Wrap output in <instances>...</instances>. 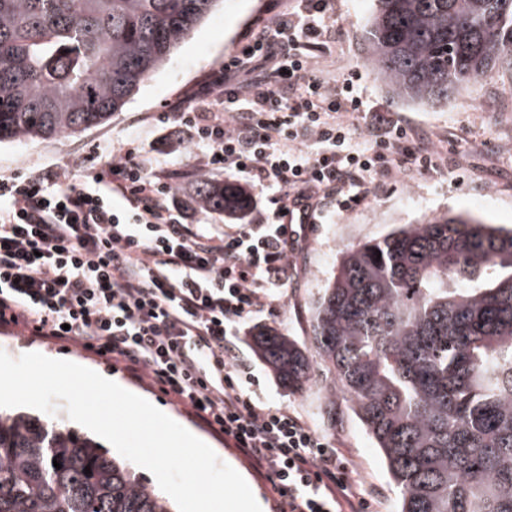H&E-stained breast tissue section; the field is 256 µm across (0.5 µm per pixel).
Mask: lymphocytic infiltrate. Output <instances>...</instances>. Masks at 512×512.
I'll list each match as a JSON object with an SVG mask.
<instances>
[{
    "label": "lymphocytic infiltrate",
    "instance_id": "lymphocytic-infiltrate-1",
    "mask_svg": "<svg viewBox=\"0 0 512 512\" xmlns=\"http://www.w3.org/2000/svg\"><path fill=\"white\" fill-rule=\"evenodd\" d=\"M327 5L294 0L256 25L163 115L203 171L246 173L270 191L261 221L197 223L173 195L185 173L150 168L132 148H100L106 170L94 175L67 163L0 175V326L101 352L191 407L269 484L279 512H365L367 490L307 417L246 395L247 323L279 314L303 218L353 209L414 154L387 112L356 136V80L315 74Z\"/></svg>",
    "mask_w": 512,
    "mask_h": 512
}]
</instances>
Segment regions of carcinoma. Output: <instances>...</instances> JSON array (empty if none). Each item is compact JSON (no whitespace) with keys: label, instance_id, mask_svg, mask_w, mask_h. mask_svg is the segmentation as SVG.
Listing matches in <instances>:
<instances>
[{"label":"carcinoma","instance_id":"1","mask_svg":"<svg viewBox=\"0 0 512 512\" xmlns=\"http://www.w3.org/2000/svg\"><path fill=\"white\" fill-rule=\"evenodd\" d=\"M217 3L0 0V143L105 123ZM374 5L365 59L402 102L446 105L512 71V0ZM200 200L245 206L232 184L205 182ZM256 347L284 386L308 373L287 336ZM311 347L381 450L399 512H512V232L442 216L360 244L316 303ZM0 512L173 509L92 437L0 408Z\"/></svg>","mask_w":512,"mask_h":512}]
</instances>
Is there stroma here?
Masks as SVG:
<instances>
[{
  "mask_svg": "<svg viewBox=\"0 0 512 512\" xmlns=\"http://www.w3.org/2000/svg\"><path fill=\"white\" fill-rule=\"evenodd\" d=\"M292 0H221L194 32L174 50L171 59L151 74L122 112L103 125L47 140L0 144V174L31 170L71 160H86L100 145L132 144L142 156L182 171L193 170L191 149L164 136L160 115L185 101L202 87L245 42L258 23H274ZM371 0H329L332 32L320 51L319 70L329 81L359 75L368 106L403 118L419 155L430 154L428 165L408 161L404 173L384 191L368 196L354 209L329 213L307 225L291 257L288 286L279 316L261 314L255 329H275L302 348H309L316 301L332 281L341 256L362 242L379 240L432 215H470L485 223L512 230V71L503 69L492 79L462 90L445 106L420 107L393 99L362 58ZM0 349L11 357L38 352L55 359L77 360L118 380L129 391L178 417L193 428L220 460H233L236 470L265 501L267 512H279L268 485L246 458L211 432L182 406L146 383L131 378L96 354L54 340L21 335L0 327ZM243 356L255 376L252 398L298 411L308 417L339 450L365 484L368 512H398L400 495L383 459L343 396L323 390L325 373L312 367L297 386L283 387L244 341Z\"/></svg>",
  "mask_w": 512,
  "mask_h": 512,
  "instance_id": "obj_1",
  "label": "stroma"
}]
</instances>
